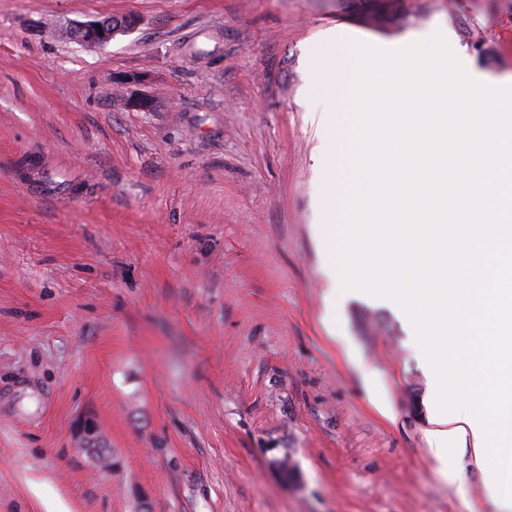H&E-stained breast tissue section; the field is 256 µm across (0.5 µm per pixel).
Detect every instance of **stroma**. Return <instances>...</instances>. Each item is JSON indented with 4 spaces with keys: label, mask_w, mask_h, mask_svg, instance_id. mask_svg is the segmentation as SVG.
Returning <instances> with one entry per match:
<instances>
[{
    "label": "stroma",
    "mask_w": 512,
    "mask_h": 512,
    "mask_svg": "<svg viewBox=\"0 0 512 512\" xmlns=\"http://www.w3.org/2000/svg\"><path fill=\"white\" fill-rule=\"evenodd\" d=\"M106 16L138 25L72 39ZM443 26L512 86V0H0V512H498L472 437L433 457L408 319L335 300L314 234L313 46ZM114 17H107L103 20H109L110 22H103L99 20H93L88 22H82L77 25V41L84 47L95 48L102 46L112 40V29L118 27V23L121 20L113 19ZM114 26L112 27V25ZM96 25H100V29L96 28ZM77 438L80 445L91 450L100 462H107V458L103 455L102 448H93V444L99 439V432L94 423L83 421L77 428Z\"/></svg>",
    "instance_id": "stroma-1"
}]
</instances>
